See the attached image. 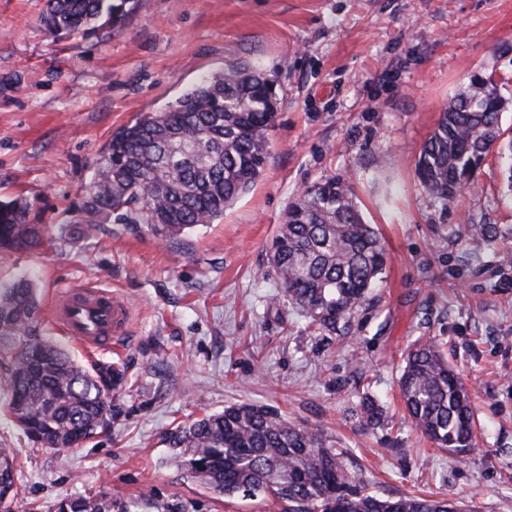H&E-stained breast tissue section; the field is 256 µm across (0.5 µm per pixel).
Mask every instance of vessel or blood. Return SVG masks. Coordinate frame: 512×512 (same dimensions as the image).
<instances>
[{
  "instance_id": "1",
  "label": "vessel or blood",
  "mask_w": 512,
  "mask_h": 512,
  "mask_svg": "<svg viewBox=\"0 0 512 512\" xmlns=\"http://www.w3.org/2000/svg\"><path fill=\"white\" fill-rule=\"evenodd\" d=\"M51 317L90 353L117 345L129 333V309L124 301L92 286L68 289L53 303Z\"/></svg>"
}]
</instances>
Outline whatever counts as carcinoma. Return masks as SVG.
Here are the masks:
<instances>
[{
    "label": "carcinoma",
    "instance_id": "cac0c4a2",
    "mask_svg": "<svg viewBox=\"0 0 512 512\" xmlns=\"http://www.w3.org/2000/svg\"><path fill=\"white\" fill-rule=\"evenodd\" d=\"M133 0H46L41 22L54 38L116 27ZM502 96L494 77L475 75L455 96L425 141L415 172L429 196L448 205L470 184L492 150L506 147ZM274 81L232 63L203 77L164 108L123 125L99 153L82 204L83 233L101 224L145 226L163 238L212 224L262 173L275 125ZM32 204L0 202V252H34L47 241L30 220ZM497 230L473 224L468 242L480 248ZM384 243L365 223L346 180L331 176L291 201L267 266L283 296L312 325L339 330L366 301L386 268ZM37 288L24 280L0 287V388L16 426L32 441L60 451L91 438L110 411L112 385L87 372L63 347L37 331ZM399 389L414 427L459 462L475 447L471 396L432 339L413 344ZM360 420L369 429L385 411L364 397ZM174 463L229 498L288 505V512H463L458 501L369 491L347 464L348 451L324 430L297 425L276 409L233 404L166 432ZM15 455L0 448V508L19 492ZM55 512H127L108 497L64 498Z\"/></svg>",
    "mask_w": 512,
    "mask_h": 512
}]
</instances>
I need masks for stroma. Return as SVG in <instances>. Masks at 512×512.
Wrapping results in <instances>:
<instances>
[{
    "label": "stroma",
    "instance_id": "stroma-1",
    "mask_svg": "<svg viewBox=\"0 0 512 512\" xmlns=\"http://www.w3.org/2000/svg\"><path fill=\"white\" fill-rule=\"evenodd\" d=\"M46 0H0V201L33 203L50 244L0 254V282L34 280L42 309L70 286L118 293L131 313L122 354L86 353L49 316L41 335L92 373L118 370L109 426L61 451L16 428L0 395V448L14 449L10 512H55L112 493L128 512H278L228 499L169 461L165 432L239 402L322 427L383 496L432 494L512 512V192L490 154L441 207L414 169L449 98L495 75L512 99V0H137L116 28L53 39ZM247 62L272 78L266 166L222 218L166 243L147 228L78 222L92 164L118 127L164 108L202 76ZM347 178L391 260L336 333L312 326L258 277L289 201ZM499 234L481 251L470 225ZM435 338L469 391L476 446L448 463L411 424L398 379L408 346ZM387 411L358 422L362 397Z\"/></svg>",
    "mask_w": 512,
    "mask_h": 512
}]
</instances>
